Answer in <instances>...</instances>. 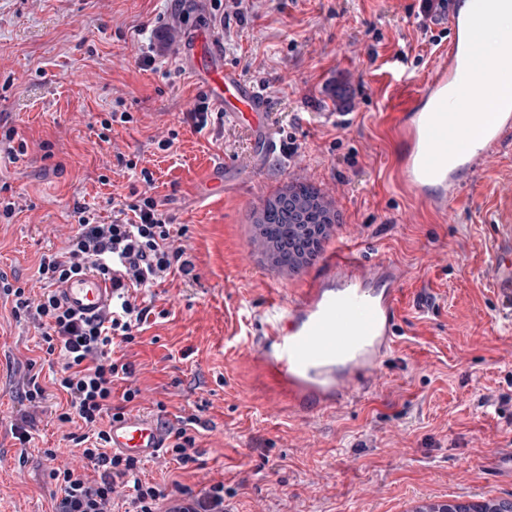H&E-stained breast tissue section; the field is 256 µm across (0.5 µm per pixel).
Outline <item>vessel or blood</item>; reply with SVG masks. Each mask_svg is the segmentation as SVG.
<instances>
[{
  "mask_svg": "<svg viewBox=\"0 0 512 512\" xmlns=\"http://www.w3.org/2000/svg\"><path fill=\"white\" fill-rule=\"evenodd\" d=\"M452 38L425 85L402 78V91L388 108L387 130L398 142L399 156L390 169L394 187L405 197L447 213L467 188L471 176L489 166L512 138V59L495 64L472 91L473 60L458 50L475 31L490 25L485 7L462 9L449 0ZM185 48L214 108L225 124L245 129L256 153L210 166L251 172L262 161L285 159L296 166L299 152H284L275 137V119L261 90L224 60V48L208 28L193 29ZM492 261L485 272L498 299L504 327L512 326V202L498 214ZM405 273L398 262L367 260L355 248H334L319 271L288 301L270 300L262 314L263 330L250 337L244 361L247 390L275 407L301 418L335 414L380 381L398 349V311ZM68 306L84 315L102 313L112 288L88 271L60 287ZM113 451L148 459L162 447V422L147 412L113 421Z\"/></svg>",
  "mask_w": 512,
  "mask_h": 512,
  "instance_id": "b4317fda",
  "label": "vessel or blood"
}]
</instances>
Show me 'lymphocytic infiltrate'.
Listing matches in <instances>:
<instances>
[{"instance_id":"1","label":"lymphocytic infiltrate","mask_w":512,"mask_h":512,"mask_svg":"<svg viewBox=\"0 0 512 512\" xmlns=\"http://www.w3.org/2000/svg\"><path fill=\"white\" fill-rule=\"evenodd\" d=\"M192 0H176L169 24L153 29L141 64L153 66L157 58L178 52L180 26L190 16ZM143 192L121 202L111 223L99 222L94 208L76 207L78 228L64 253L41 255L37 267L38 291L13 287L0 275V292L13 300V317L30 320L41 333V346L53 366L51 383L64 397L56 419L76 425L70 438L93 467L92 474L55 469L51 477L61 491L55 512H115L123 501L125 512H164L183 502L182 512H224V484L215 482L203 494L189 487L146 483L138 478L140 461L111 452L109 427L127 413L140 396L128 386L132 363L114 358L116 347L133 343L151 315L141 303V290L169 275L190 276L195 268L186 246L178 242L173 219L164 212L148 188L155 182L149 168L140 169ZM85 270L97 272L112 284V303L104 314L89 318L77 314L60 299V283ZM125 382L120 398H113L116 382ZM196 416L166 423L165 446L160 456L185 466L198 463L200 431Z\"/></svg>"}]
</instances>
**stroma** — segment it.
I'll list each match as a JSON object with an SVG mask.
<instances>
[{
  "label": "stroma",
  "mask_w": 512,
  "mask_h": 512,
  "mask_svg": "<svg viewBox=\"0 0 512 512\" xmlns=\"http://www.w3.org/2000/svg\"><path fill=\"white\" fill-rule=\"evenodd\" d=\"M420 4L255 0L222 37L226 62L260 86L282 141L297 146L300 172L338 202L343 240L407 272L402 345L380 384L335 415L290 420L247 394L242 359L257 315L294 289L245 259L250 214L289 167L271 160L245 178L207 179L211 162L246 157L252 144L235 127L181 123L202 90L185 57L141 66L140 49L171 0H0V127L29 144L19 160L0 154V186L17 204L0 218V275L37 287L40 255L64 252L77 228L75 206L110 223L112 200L140 185L130 158L154 171L152 194L192 249L195 280L146 290L158 315L121 353L135 366L136 410L205 424V469L149 459L142 481L177 480L196 493L204 479L223 482L224 512H393L427 490L512 496V470L498 461L512 441V332L497 323L484 278L491 213L512 185V141L449 220L388 182L395 148L382 137V114L400 74L424 84L450 37L445 18L422 17ZM352 108L345 129L321 118ZM112 112L133 120L113 124L105 143L100 122ZM171 133L172 148L160 150ZM43 140L53 158H43ZM426 294L436 304L424 314L417 303ZM12 306L0 297V512H52L50 471L86 462L52 416L61 395L38 408L30 443L14 437L28 362L41 352L37 329Z\"/></svg>",
  "instance_id": "obj_1"
}]
</instances>
